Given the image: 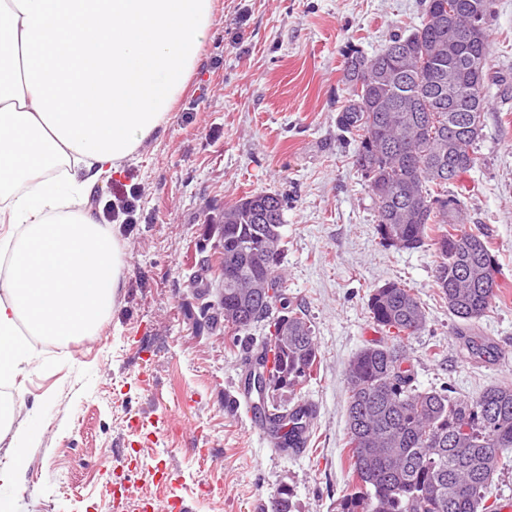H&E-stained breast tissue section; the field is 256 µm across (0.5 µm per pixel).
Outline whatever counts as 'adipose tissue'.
I'll use <instances>...</instances> for the list:
<instances>
[{
	"instance_id": "adipose-tissue-1",
	"label": "adipose tissue",
	"mask_w": 512,
	"mask_h": 512,
	"mask_svg": "<svg viewBox=\"0 0 512 512\" xmlns=\"http://www.w3.org/2000/svg\"><path fill=\"white\" fill-rule=\"evenodd\" d=\"M0 0V384L28 339L94 335L125 279L121 246L90 198L166 131L211 28L215 0ZM0 396L11 461L0 512H16L26 451L45 431Z\"/></svg>"
}]
</instances>
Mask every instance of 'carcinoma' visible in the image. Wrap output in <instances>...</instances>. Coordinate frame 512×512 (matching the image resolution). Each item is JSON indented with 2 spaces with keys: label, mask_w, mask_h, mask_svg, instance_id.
Segmentation results:
<instances>
[{
  "label": "carcinoma",
  "mask_w": 512,
  "mask_h": 512,
  "mask_svg": "<svg viewBox=\"0 0 512 512\" xmlns=\"http://www.w3.org/2000/svg\"><path fill=\"white\" fill-rule=\"evenodd\" d=\"M467 2L427 0L421 25L409 34L391 36L371 57L349 51L343 81L350 96L336 124L357 138L354 163L364 178L386 188V198L374 203L383 242L418 249L426 244L428 225H437L435 284L450 312L471 322L494 298L498 269L484 233L460 227L464 202L450 185L457 172L476 163L478 138L467 130L468 110L477 104L486 112L487 88L503 78L488 68L479 77L469 70L471 57L488 58V32L471 40L463 31L472 21L488 24L495 0H480L479 20L471 18ZM399 43L406 44L409 58L395 66L390 51ZM448 69L456 73L451 94L437 84V75ZM286 204L283 195L260 191L224 208L215 260H204L190 284L203 298L228 268L237 274L224 283V303L202 304L198 326H216L220 308L238 333L264 320L269 305L250 288L255 275L271 278L287 299L277 271ZM368 309L376 325L394 330L398 344L366 346L349 363L346 416L355 485L336 501V512H485L500 457L512 448V387L490 388L472 403L444 389L419 390L393 363L405 360L403 336L425 327L422 303L411 289L390 282L370 294ZM262 344L264 353H273L270 383L295 395L319 362L314 329L301 306L288 305V321ZM265 416L271 432L288 428L282 449L288 436L307 428L299 413L282 404L271 405ZM270 512H292L288 487L278 489Z\"/></svg>",
  "instance_id": "obj_1"
}]
</instances>
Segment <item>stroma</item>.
I'll return each mask as SVG.
<instances>
[{
	"label": "stroma",
	"instance_id": "1",
	"mask_svg": "<svg viewBox=\"0 0 512 512\" xmlns=\"http://www.w3.org/2000/svg\"><path fill=\"white\" fill-rule=\"evenodd\" d=\"M200 63L162 138L120 175L98 184L108 208L136 191L134 223L117 225L124 293L97 335L66 344L34 336L20 377L26 406L49 426L28 451L18 512H124L101 476L124 461L134 501L188 512H256L281 486L293 512H336L352 482L346 445V372L362 348L390 344L374 326L369 294L388 282L412 289L426 326L405 340L413 383L477 399L512 385V0H495L491 88L477 163L454 183L466 228H481L500 289L479 320L462 324L434 282V246L398 249L376 232L356 141L336 127L345 103L344 53L373 56L394 31L420 24L425 0H215ZM284 195L287 294L314 327L320 363L297 389L317 419L300 454L272 447L228 407L245 377L246 346L266 323L233 334L197 329L189 277L210 217L246 195Z\"/></svg>",
	"mask_w": 512,
	"mask_h": 512
}]
</instances>
